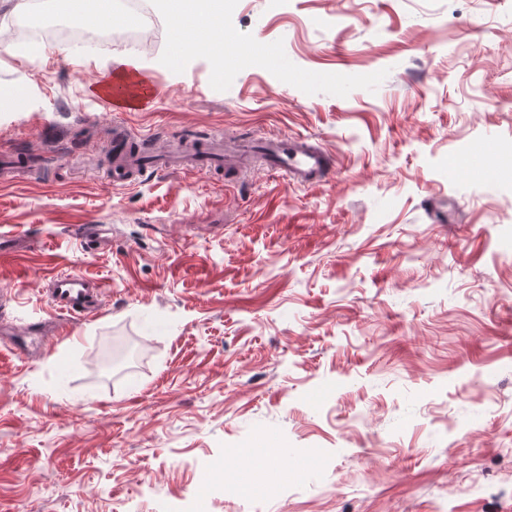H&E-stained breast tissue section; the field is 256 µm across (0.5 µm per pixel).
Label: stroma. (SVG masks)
I'll return each instance as SVG.
<instances>
[{"mask_svg": "<svg viewBox=\"0 0 512 512\" xmlns=\"http://www.w3.org/2000/svg\"><path fill=\"white\" fill-rule=\"evenodd\" d=\"M162 29L0 40V157L42 174L0 181V324L59 271L105 284L41 356L0 345V512H512V0H224L220 88ZM127 50L139 112L92 91ZM116 124L304 136L332 174L117 185ZM138 85L133 95L126 93L124 87L120 88V83H114L115 93L111 96L104 95L102 101L115 109H122L125 112H137L142 110L147 103V98L152 95V89L143 79H137Z\"/></svg>", "mask_w": 512, "mask_h": 512, "instance_id": "obj_1", "label": "stroma"}]
</instances>
